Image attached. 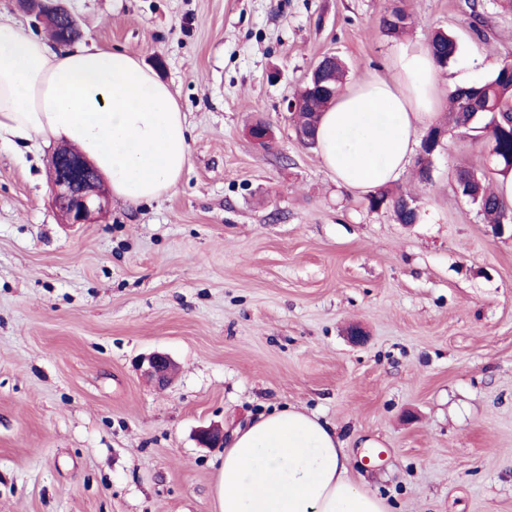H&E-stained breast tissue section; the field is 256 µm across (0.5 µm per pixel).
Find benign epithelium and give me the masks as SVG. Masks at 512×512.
<instances>
[{
  "mask_svg": "<svg viewBox=\"0 0 512 512\" xmlns=\"http://www.w3.org/2000/svg\"><path fill=\"white\" fill-rule=\"evenodd\" d=\"M23 10L44 23L56 18L65 24L64 36L75 39L78 35L76 19L67 7L65 0H18ZM297 139L309 144L315 142L309 129L299 121L297 103L289 107ZM247 135L258 147L272 146L274 134L271 126L257 119L247 128ZM103 179L97 170L77 152L68 147H60L51 156L50 192L53 201L62 210L66 223L89 224L95 216L106 213L109 199L102 187ZM148 377L160 384L168 381L175 369L173 360L163 353L155 352L146 358ZM197 441L203 447H212L224 443V431L216 427L202 428L198 431Z\"/></svg>",
  "mask_w": 512,
  "mask_h": 512,
  "instance_id": "benign-epithelium-1",
  "label": "benign epithelium"
}]
</instances>
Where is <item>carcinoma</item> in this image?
Instances as JSON below:
<instances>
[{
	"instance_id": "1",
	"label": "carcinoma",
	"mask_w": 512,
	"mask_h": 512,
	"mask_svg": "<svg viewBox=\"0 0 512 512\" xmlns=\"http://www.w3.org/2000/svg\"><path fill=\"white\" fill-rule=\"evenodd\" d=\"M392 22H383V31L388 35H397L412 22V17L404 10L391 11ZM429 47L440 67H445L454 59L458 47L456 41L447 34L438 31ZM449 116L453 127L461 131H476L482 139L489 156L494 163V171L500 175L512 172V62L503 63L494 76L487 82L470 87H459L449 94ZM297 104L302 111L304 124L314 129L321 112L327 106L326 100L314 90L309 80L298 96ZM442 131L440 127L429 130L428 137L421 141V154L417 156L420 179L429 181L428 155L436 144L435 136ZM457 190L475 204L486 223L492 225L495 233L501 234L504 228L512 225V205L501 200L485 179L471 168H460L456 172ZM411 208H405L406 203ZM382 206L391 208L403 224H412L418 216L417 199L411 195L392 193L379 189L368 197V207L377 210Z\"/></svg>"
}]
</instances>
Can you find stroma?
Wrapping results in <instances>:
<instances>
[{"label": "stroma", "instance_id": "35a3bbf8", "mask_svg": "<svg viewBox=\"0 0 512 512\" xmlns=\"http://www.w3.org/2000/svg\"><path fill=\"white\" fill-rule=\"evenodd\" d=\"M66 0L83 42L130 51L168 84L190 165L165 196L111 199L91 224L52 202L54 145L0 149V512H215L232 430L291 404L336 426L392 512H512V234L457 188L491 174L446 126L415 223L369 209L301 144L288 105L324 54L388 70L406 38L453 35L440 90L512 61V11L482 0ZM273 128L270 150L246 134ZM160 351L164 386L140 369ZM372 449H365V442Z\"/></svg>", "mask_w": 512, "mask_h": 512}]
</instances>
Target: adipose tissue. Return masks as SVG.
Masks as SVG:
<instances>
[{"label":"adipose tissue","mask_w":512,"mask_h":512,"mask_svg":"<svg viewBox=\"0 0 512 512\" xmlns=\"http://www.w3.org/2000/svg\"><path fill=\"white\" fill-rule=\"evenodd\" d=\"M439 69L420 41L396 43L390 72L345 83L321 117L317 153L355 193L396 181L420 126L435 116ZM74 147L113 195H165L190 163L189 129L170 88L128 51L54 48L0 11V146ZM335 430L293 405L259 414L227 438L217 512H391L361 489Z\"/></svg>","instance_id":"obj_1"}]
</instances>
